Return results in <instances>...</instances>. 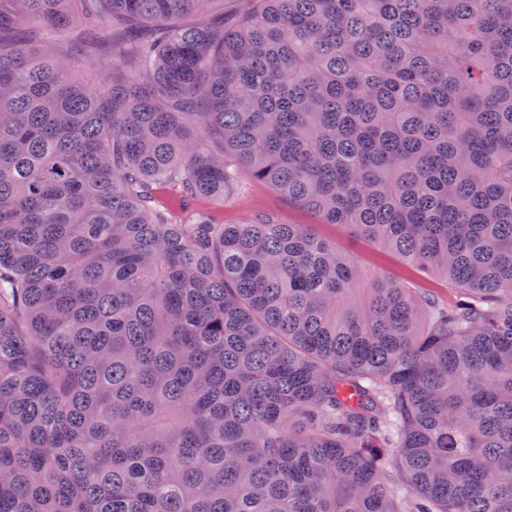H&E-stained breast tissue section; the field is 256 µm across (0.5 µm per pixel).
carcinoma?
<instances>
[{"mask_svg": "<svg viewBox=\"0 0 512 512\" xmlns=\"http://www.w3.org/2000/svg\"><path fill=\"white\" fill-rule=\"evenodd\" d=\"M212 2L0 0V512H512V0ZM190 209H206L220 224H242L260 212H274L285 224H319L310 212L288 205L271 188L242 174L224 200L190 201ZM323 232L336 239L343 250L353 254L359 264L372 274H382L401 279L412 288H440L448 298L446 283L416 271L410 264L391 251L375 244L349 236L338 226H323ZM447 288V289H446Z\"/></svg>", "mask_w": 512, "mask_h": 512, "instance_id": "cac0c4a2", "label": "carcinoma"}]
</instances>
